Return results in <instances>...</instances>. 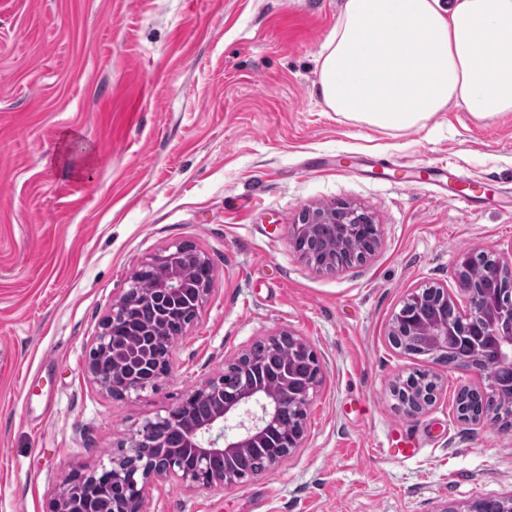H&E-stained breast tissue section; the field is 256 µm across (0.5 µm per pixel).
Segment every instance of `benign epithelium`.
<instances>
[{
  "instance_id": "benign-epithelium-1",
  "label": "benign epithelium",
  "mask_w": 512,
  "mask_h": 512,
  "mask_svg": "<svg viewBox=\"0 0 512 512\" xmlns=\"http://www.w3.org/2000/svg\"><path fill=\"white\" fill-rule=\"evenodd\" d=\"M344 226L341 240L331 244L329 254L336 248L354 251L359 249L367 255L374 252L377 242L369 238L360 242L355 237V225L370 224L365 214L350 207H332L307 210L301 223L315 224L323 219ZM189 246L187 242L174 243L161 254L143 263L130 277L129 288L112 302L98 330L90 339L91 348L86 359V370L92 380L113 397L124 398L152 388L170 369L173 345L161 330L173 309L187 312L185 324L191 325L211 290L213 268L204 252L195 250L197 262L202 265L204 276L197 288L184 290L183 269L174 262V254ZM467 256L457 255L454 261L455 276L468 301V323L460 330L469 335L479 333L483 323L487 331L502 340L495 347L498 361L507 372L498 378L490 374L481 364L480 343H473L472 354L460 361L480 377L485 384L478 387L485 398L480 413L474 422L488 421L496 415L497 398L508 395L512 401V307L495 309L484 303L482 290L466 286L462 274ZM490 281L499 285L497 293L512 294V252L493 262L487 271ZM146 305L155 306L154 314L142 320L138 338L129 341L121 338L125 323L131 320L136 310ZM407 330L400 329L394 320L389 326L390 344L401 349L404 337L419 336L425 344L422 353L435 355L448 348V321L438 316L406 319ZM270 345L288 343L297 352L305 353L309 371L303 375L292 363L283 365L273 373L258 377L254 385L237 390L229 399L221 398L227 379L212 378L192 388L175 406L146 420L133 434V447L160 448L162 440L155 439L159 429L165 427L186 438L192 444L193 456L188 464H181L164 453L139 456L136 453L109 458V464L83 472L72 471L65 488L49 505V512H73L70 501L74 486L88 490L103 482L112 486L110 512H135V504L142 500L149 483L169 478L186 488L204 487L222 490L242 483L245 477L235 471L233 465L253 448H274L285 445L288 450L300 448L306 437L307 415H302L289 425L288 433L281 437L273 434L272 426L284 408L295 404L307 410L311 395L323 379L324 367L317 354L306 341L289 331H278L267 336ZM393 396L399 407L409 416L417 415L431 406L435 392L416 391L405 381L393 385ZM211 401L205 417L182 416L183 410L193 400ZM224 461V468L214 467L217 460ZM497 506V512H512V496L503 499H483L470 512H489V506Z\"/></svg>"
}]
</instances>
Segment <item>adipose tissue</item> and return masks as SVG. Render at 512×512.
<instances>
[{"label":"adipose tissue","mask_w":512,"mask_h":512,"mask_svg":"<svg viewBox=\"0 0 512 512\" xmlns=\"http://www.w3.org/2000/svg\"><path fill=\"white\" fill-rule=\"evenodd\" d=\"M318 70L359 125L408 131L452 105L495 119L512 112V0H344Z\"/></svg>","instance_id":"1"}]
</instances>
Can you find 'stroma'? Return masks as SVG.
<instances>
[{"instance_id":"1","label":"stroma","mask_w":512,"mask_h":512,"mask_svg":"<svg viewBox=\"0 0 512 512\" xmlns=\"http://www.w3.org/2000/svg\"><path fill=\"white\" fill-rule=\"evenodd\" d=\"M343 2L0 0V512H48L72 470L282 329L325 366L303 447L222 491L154 483L141 512H469L512 495V430L456 412L477 375L387 338L417 289L467 314L457 253L512 252V112L452 106L392 132L327 111L317 58ZM62 152L68 171L51 170ZM339 204L373 218L379 245L324 273L289 227ZM175 242L210 259L211 291L170 374L110 397L84 373L90 338ZM418 370L437 397L409 416L391 389Z\"/></svg>"}]
</instances>
